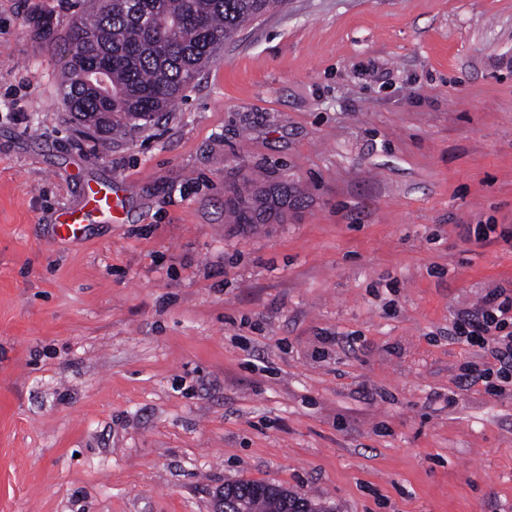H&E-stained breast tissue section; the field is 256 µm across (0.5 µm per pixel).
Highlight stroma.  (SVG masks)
Returning a JSON list of instances; mask_svg holds the SVG:
<instances>
[{
	"label": "stroma",
	"mask_w": 512,
	"mask_h": 512,
	"mask_svg": "<svg viewBox=\"0 0 512 512\" xmlns=\"http://www.w3.org/2000/svg\"><path fill=\"white\" fill-rule=\"evenodd\" d=\"M50 14L54 41L29 18ZM69 0H0V512H512V0H281L148 126L74 141ZM111 189L60 242L55 217ZM284 186L270 224L234 192ZM512 295L502 290L488 294L473 311L461 314L452 326L457 338L487 349L499 363L497 372L512 371ZM311 501L299 497L282 487L242 481L224 486V508L219 512H318Z\"/></svg>",
	"instance_id": "1"
}]
</instances>
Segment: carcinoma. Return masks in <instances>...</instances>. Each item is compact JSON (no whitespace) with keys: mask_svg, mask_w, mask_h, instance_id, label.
I'll return each mask as SVG.
<instances>
[{"mask_svg":"<svg viewBox=\"0 0 512 512\" xmlns=\"http://www.w3.org/2000/svg\"><path fill=\"white\" fill-rule=\"evenodd\" d=\"M278 0H96L76 12L61 81L66 107L100 133L144 127L185 97L224 41ZM108 67L104 93L76 79L74 64ZM224 512H319L311 501L266 483L224 486Z\"/></svg>","mask_w":512,"mask_h":512,"instance_id":"obj_1","label":"carcinoma"}]
</instances>
